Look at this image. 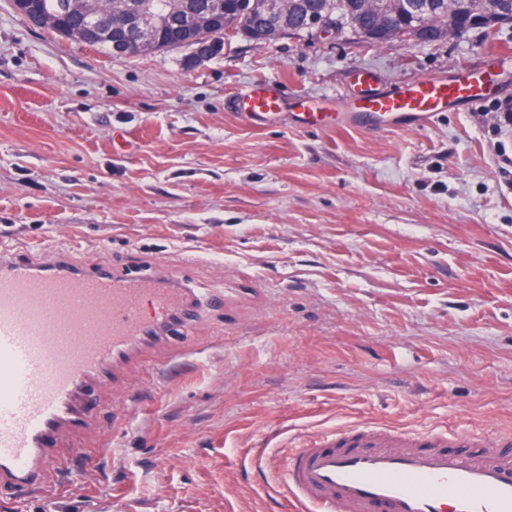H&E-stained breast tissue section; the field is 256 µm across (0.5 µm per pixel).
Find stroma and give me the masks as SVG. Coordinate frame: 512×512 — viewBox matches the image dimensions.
I'll return each mask as SVG.
<instances>
[{"label":"stroma","instance_id":"35a3bbf8","mask_svg":"<svg viewBox=\"0 0 512 512\" xmlns=\"http://www.w3.org/2000/svg\"><path fill=\"white\" fill-rule=\"evenodd\" d=\"M512 55V25L435 44L237 36L115 58L0 0V246L72 242L131 275L223 292L123 384L77 480L0 512H290L281 460L349 427L512 430V66L492 98L424 127L261 125L236 96L276 79L326 103L355 75L395 90Z\"/></svg>","mask_w":512,"mask_h":512}]
</instances>
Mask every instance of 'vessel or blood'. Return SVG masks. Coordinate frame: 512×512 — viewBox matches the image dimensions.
I'll use <instances>...</instances> for the list:
<instances>
[{
  "mask_svg": "<svg viewBox=\"0 0 512 512\" xmlns=\"http://www.w3.org/2000/svg\"><path fill=\"white\" fill-rule=\"evenodd\" d=\"M356 101L331 111L295 98L294 122L315 128L425 126L439 113L487 99L491 71L464 66L386 90L362 79ZM285 103L274 80L237 97L242 115L277 123ZM72 248L47 259L0 249V493L30 494L66 463L65 432L95 423V389L173 326L199 312L198 298L165 268L134 278L118 266L90 270ZM281 485L293 512H512V433L411 435L354 428L306 438L285 460Z\"/></svg>",
  "mask_w": 512,
  "mask_h": 512,
  "instance_id": "vessel-or-blood-1",
  "label": "vessel or blood"
}]
</instances>
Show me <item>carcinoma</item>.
<instances>
[{
    "label": "carcinoma",
    "mask_w": 512,
    "mask_h": 512,
    "mask_svg": "<svg viewBox=\"0 0 512 512\" xmlns=\"http://www.w3.org/2000/svg\"><path fill=\"white\" fill-rule=\"evenodd\" d=\"M146 5L161 16L174 15L185 11L188 6L197 2L203 6L208 0H126ZM359 0H301L298 7L291 10L290 34L302 36L306 34L305 25L308 14L323 12L329 19L340 22V29H352L371 45L386 44L393 40H415L421 33L412 28V24L401 17L391 16L381 20L371 8L355 7ZM436 5L424 16L423 25L437 27L448 22V0H430ZM483 0H459L455 3L457 24L460 34L471 30L468 26L470 15L481 10ZM245 0H224V13L215 15L209 20L208 28L203 36L214 38L219 43L234 35H243L255 42L266 27V19L259 13L247 11ZM160 45L145 50L147 54L164 52L177 47V35L173 30L159 34Z\"/></svg>",
    "instance_id": "obj_1"
}]
</instances>
